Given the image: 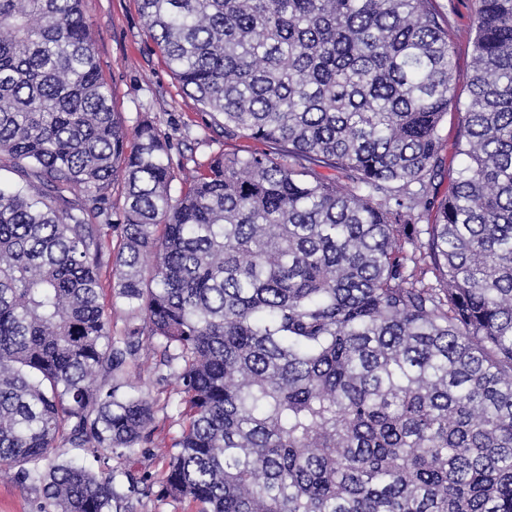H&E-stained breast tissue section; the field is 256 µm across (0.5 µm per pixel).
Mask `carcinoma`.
<instances>
[{
    "label": "carcinoma",
    "instance_id": "1",
    "mask_svg": "<svg viewBox=\"0 0 512 512\" xmlns=\"http://www.w3.org/2000/svg\"><path fill=\"white\" fill-rule=\"evenodd\" d=\"M139 5L224 142L266 149L172 195L184 165L114 110L82 0H0L25 169L0 185V463L39 512H135L148 479L109 460L154 419L128 391L146 336L183 418L161 491L196 512H512V0H477L464 101L434 0ZM460 130L459 115L456 112H448V116L444 119L441 128L440 135L443 143L447 147V158H448V173L447 177L439 188V193L443 196L448 192L451 187L452 181L455 177V171L459 166L460 159L454 157L452 145L456 140ZM103 280L105 289L103 293V301L108 313L111 314L112 335L123 336L125 328L129 322L127 308L121 299L116 298L113 295V292L111 293L110 288L108 287V280L104 278Z\"/></svg>",
    "mask_w": 512,
    "mask_h": 512
}]
</instances>
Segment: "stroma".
<instances>
[{"label": "stroma", "mask_w": 512, "mask_h": 512, "mask_svg": "<svg viewBox=\"0 0 512 512\" xmlns=\"http://www.w3.org/2000/svg\"><path fill=\"white\" fill-rule=\"evenodd\" d=\"M458 35L454 40V82L460 98H467L472 74L473 46L465 29L474 9V0H436ZM82 10L89 25L96 57L105 82L112 89L115 111L135 124L148 113L155 126L168 136L174 160L185 166L203 163L227 152L220 133L211 129V119L194 100L185 95L147 37L138 0H83ZM161 348L145 344L143 367L133 377L136 394L154 404L150 441L134 456L136 474L160 481L168 461L170 445L181 430L172 381L159 378L157 363ZM38 491L22 483L13 468L0 465V512H36Z\"/></svg>", "instance_id": "obj_1"}]
</instances>
